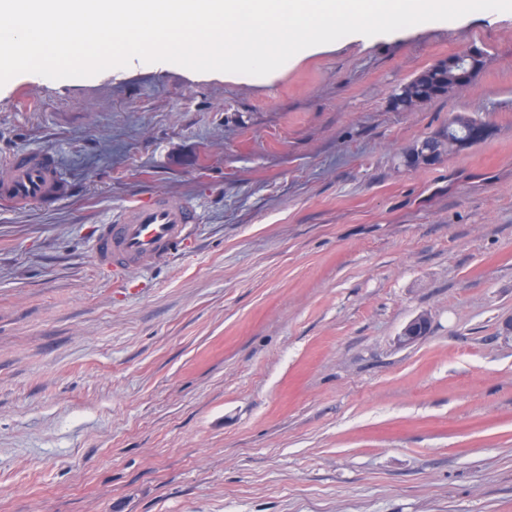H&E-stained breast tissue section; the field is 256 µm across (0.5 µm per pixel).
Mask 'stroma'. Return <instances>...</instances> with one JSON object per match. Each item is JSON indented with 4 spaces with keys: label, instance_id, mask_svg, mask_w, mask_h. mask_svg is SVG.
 <instances>
[{
    "label": "stroma",
    "instance_id": "obj_1",
    "mask_svg": "<svg viewBox=\"0 0 512 512\" xmlns=\"http://www.w3.org/2000/svg\"><path fill=\"white\" fill-rule=\"evenodd\" d=\"M472 45L467 90L392 109ZM457 113L492 138L402 165ZM43 151L66 194L0 204V512H512V12L265 77L20 74L0 159ZM157 193L189 244L115 282L99 227ZM430 321L426 314H418L413 317L402 329L398 336L400 345L409 346L415 344L426 336L429 331Z\"/></svg>",
    "mask_w": 512,
    "mask_h": 512
}]
</instances>
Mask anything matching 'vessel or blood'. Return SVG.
<instances>
[{
    "instance_id": "1",
    "label": "vessel or blood",
    "mask_w": 512,
    "mask_h": 512,
    "mask_svg": "<svg viewBox=\"0 0 512 512\" xmlns=\"http://www.w3.org/2000/svg\"><path fill=\"white\" fill-rule=\"evenodd\" d=\"M61 194L50 154H24L0 161V202L25 206ZM196 221L190 203L163 194L124 206L103 226L95 259L119 276L140 269L182 252L189 240L188 229Z\"/></svg>"
}]
</instances>
